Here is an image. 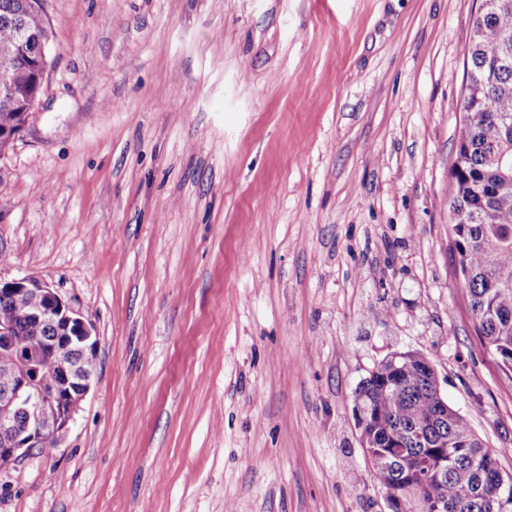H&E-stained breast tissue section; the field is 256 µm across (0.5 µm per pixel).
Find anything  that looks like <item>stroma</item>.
<instances>
[{
	"mask_svg": "<svg viewBox=\"0 0 512 512\" xmlns=\"http://www.w3.org/2000/svg\"><path fill=\"white\" fill-rule=\"evenodd\" d=\"M478 6L45 0L0 278L55 288L97 367L0 512H388L355 392L405 350L512 473L448 212Z\"/></svg>",
	"mask_w": 512,
	"mask_h": 512,
	"instance_id": "obj_1",
	"label": "stroma"
}]
</instances>
